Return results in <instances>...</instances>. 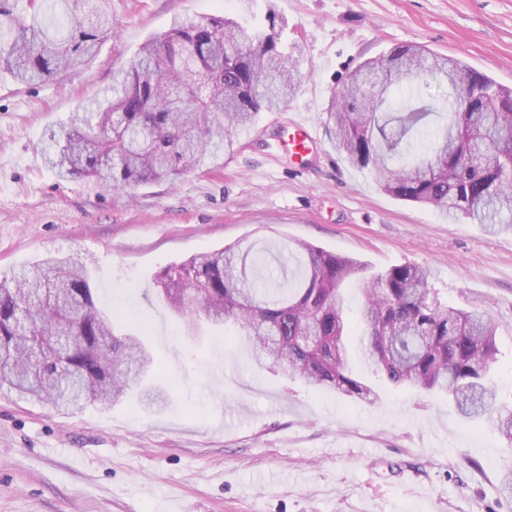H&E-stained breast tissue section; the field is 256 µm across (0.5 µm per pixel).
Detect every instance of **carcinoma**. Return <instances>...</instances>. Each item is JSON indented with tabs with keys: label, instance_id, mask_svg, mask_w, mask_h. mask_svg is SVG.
<instances>
[{
	"label": "carcinoma",
	"instance_id": "carcinoma-1",
	"mask_svg": "<svg viewBox=\"0 0 512 512\" xmlns=\"http://www.w3.org/2000/svg\"><path fill=\"white\" fill-rule=\"evenodd\" d=\"M63 34L43 18L49 0H0V70L31 83L66 72L112 32L109 0H65ZM297 60L282 32L229 17L178 20L145 42L112 75V98L75 113L45 156L59 177H88L115 191L182 175L233 156L239 136L262 111L277 112L294 93ZM448 83L439 106L421 94L398 103L403 86ZM512 88L422 45H398L352 72L328 121L347 161L384 192L435 206L487 231H512ZM447 113L427 155L401 161L427 116ZM296 267L286 287L259 283L249 255L263 246L226 247L167 268L157 285L168 305L244 336L260 365L311 387L369 398L375 390L348 371V286L359 309L360 350L385 381L448 396L459 415L488 423L512 443V406L498 403L489 375L496 327L478 309L431 296L430 272L405 264L372 272L362 262L296 243L283 245ZM121 314L100 310L86 267L52 257L0 278V387L51 404L84 407L120 400L154 357L139 335L114 332Z\"/></svg>",
	"mask_w": 512,
	"mask_h": 512
}]
</instances>
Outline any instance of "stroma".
Here are the masks:
<instances>
[{
	"mask_svg": "<svg viewBox=\"0 0 512 512\" xmlns=\"http://www.w3.org/2000/svg\"><path fill=\"white\" fill-rule=\"evenodd\" d=\"M113 32L82 66L33 84L0 72V277L49 257L87 267L97 306L121 290L162 371L109 407L66 412L0 388V512H512V446L446 397L385 384L375 400L314 390L258 367L240 336L189 330L156 277L229 246L305 241L371 270L419 264L442 302L497 326L491 377L512 401V231L448 221L380 190L336 144L328 109L365 59L416 43L512 87V0H112ZM276 26L300 59L295 97L260 113L221 167L125 192L60 179L44 154L115 71L177 20ZM309 122L307 161L280 146Z\"/></svg>",
	"mask_w": 512,
	"mask_h": 512,
	"instance_id": "stroma-1",
	"label": "stroma"
}]
</instances>
